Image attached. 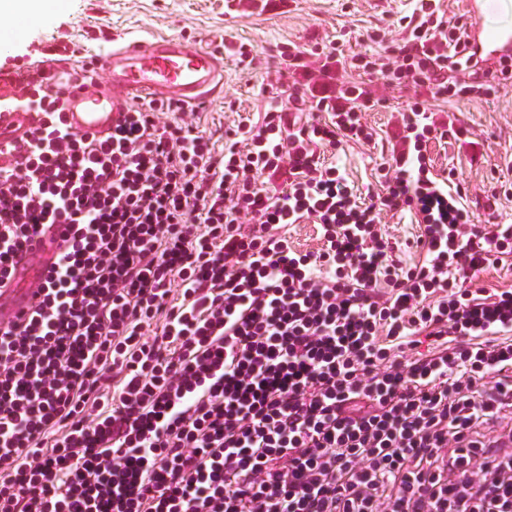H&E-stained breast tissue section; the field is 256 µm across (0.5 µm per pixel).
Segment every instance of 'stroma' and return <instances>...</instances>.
Masks as SVG:
<instances>
[{
  "mask_svg": "<svg viewBox=\"0 0 512 512\" xmlns=\"http://www.w3.org/2000/svg\"><path fill=\"white\" fill-rule=\"evenodd\" d=\"M416 0H68L34 28L43 45L74 48L71 66L107 52L116 36L148 39L176 36L197 46L224 51V88L205 109L195 112L200 130L221 141L237 125H253L271 100L287 102L293 92L290 46L300 50L323 47L334 52L332 69L342 82L371 90L377 104L365 120L379 137L369 145L350 142L342 149L320 147L325 162L340 168L357 196L380 193L381 176L390 163L397 110L418 98L435 110L447 111L464 140L448 136L428 147L434 171L452 176L467 188L466 205L475 222L512 224V79L501 81L496 94L451 100L433 98L423 88L389 85L381 74L351 68L354 55L401 46ZM247 48L246 62L237 51ZM478 149H471V142ZM383 232L398 242L404 264L417 263L414 240L419 232L410 212L381 216Z\"/></svg>",
  "mask_w": 512,
  "mask_h": 512,
  "instance_id": "stroma-1",
  "label": "stroma"
}]
</instances>
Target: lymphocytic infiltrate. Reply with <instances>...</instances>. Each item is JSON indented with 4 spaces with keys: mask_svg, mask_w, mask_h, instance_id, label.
<instances>
[{
    "mask_svg": "<svg viewBox=\"0 0 512 512\" xmlns=\"http://www.w3.org/2000/svg\"><path fill=\"white\" fill-rule=\"evenodd\" d=\"M408 27L397 56L355 69L490 95L438 0ZM14 73L38 121L0 166V284L45 225L70 234L38 309L0 328V512H458L467 497L512 512V479L474 475L512 442L479 431L512 406V287L477 286L512 256V224L477 225L461 186L436 187L422 102L366 203L317 153L375 136L357 84L271 101L219 152L184 121L156 124L172 101L130 106L105 140L76 136L56 96ZM398 209L420 228L409 266L379 227ZM308 220L315 252L283 232Z\"/></svg>",
    "mask_w": 512,
    "mask_h": 512,
    "instance_id": "obj_1",
    "label": "lymphocytic infiltrate"
}]
</instances>
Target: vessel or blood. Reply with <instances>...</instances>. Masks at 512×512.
<instances>
[{
	"instance_id": "1",
	"label": "vessel or blood",
	"mask_w": 512,
	"mask_h": 512,
	"mask_svg": "<svg viewBox=\"0 0 512 512\" xmlns=\"http://www.w3.org/2000/svg\"><path fill=\"white\" fill-rule=\"evenodd\" d=\"M464 8L474 22L468 32L470 41L512 43V33L507 30L480 27L489 0H465ZM92 67L101 72V79L85 81L81 72L62 63L48 71V86L59 93L64 126L88 138L111 135L135 101L165 98L199 109L224 86L220 49L197 48L175 37L122 42L93 61ZM12 96L11 87L0 79V165L26 150L28 132L37 120L35 112L13 101ZM68 233V225H51L16 253L6 292L9 303L0 307V326L26 319L38 306L41 297L34 286L46 281Z\"/></svg>"
}]
</instances>
